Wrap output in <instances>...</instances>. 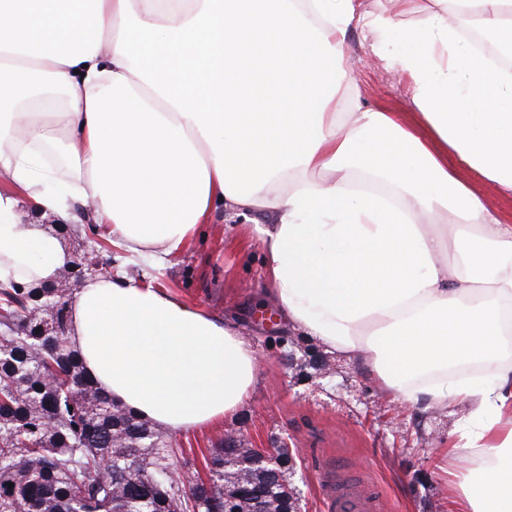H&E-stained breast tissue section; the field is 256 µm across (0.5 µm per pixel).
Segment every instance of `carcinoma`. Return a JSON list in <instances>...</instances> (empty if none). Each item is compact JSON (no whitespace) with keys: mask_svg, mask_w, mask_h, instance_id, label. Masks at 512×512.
<instances>
[{"mask_svg":"<svg viewBox=\"0 0 512 512\" xmlns=\"http://www.w3.org/2000/svg\"><path fill=\"white\" fill-rule=\"evenodd\" d=\"M461 35L512 61L488 34ZM74 291L67 277L57 288H0V512H289L286 452L264 462L221 439L203 456L207 482L174 476L177 441L115 402L72 349Z\"/></svg>","mask_w":512,"mask_h":512,"instance_id":"obj_1","label":"carcinoma"}]
</instances>
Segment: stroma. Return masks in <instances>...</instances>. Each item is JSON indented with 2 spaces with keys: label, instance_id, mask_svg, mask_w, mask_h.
<instances>
[{
  "label": "stroma",
  "instance_id": "obj_1",
  "mask_svg": "<svg viewBox=\"0 0 512 512\" xmlns=\"http://www.w3.org/2000/svg\"><path fill=\"white\" fill-rule=\"evenodd\" d=\"M372 36L361 28L346 38L349 85L342 111L410 112L408 82L375 56ZM268 255L250 221L235 217L202 225L180 253L144 267L147 281L183 302L235 323L258 356L259 375L229 427L248 447L267 448L288 439L297 458L294 482L301 512H321L312 455L333 468L368 473L390 512H449L439 451L460 445L467 413L448 404L426 413L383 391L360 364L336 358L327 377L275 360L284 343L303 357L311 342L286 328L264 277ZM224 436L220 428L176 433L183 449L176 467L192 475L203 453Z\"/></svg>",
  "mask_w": 512,
  "mask_h": 512
}]
</instances>
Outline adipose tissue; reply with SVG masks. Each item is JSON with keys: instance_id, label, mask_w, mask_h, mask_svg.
Here are the masks:
<instances>
[{"instance_id": "ef3b65f1", "label": "adipose tissue", "mask_w": 512, "mask_h": 512, "mask_svg": "<svg viewBox=\"0 0 512 512\" xmlns=\"http://www.w3.org/2000/svg\"><path fill=\"white\" fill-rule=\"evenodd\" d=\"M431 2L403 52L390 34L421 0H0V282L67 258L24 205L102 226L138 267L256 217L292 326L404 403L474 419L443 453L452 512H512V224L448 167L512 192V73L450 24L512 47V0ZM355 22L406 76L414 123L339 113ZM70 341L171 431L222 425L257 378L235 325L123 273L77 289Z\"/></svg>"}]
</instances>
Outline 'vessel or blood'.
<instances>
[{"label": "vessel or blood", "instance_id": "obj_1", "mask_svg": "<svg viewBox=\"0 0 512 512\" xmlns=\"http://www.w3.org/2000/svg\"><path fill=\"white\" fill-rule=\"evenodd\" d=\"M319 496L324 512H385L386 500L378 487L357 475H340L322 468Z\"/></svg>", "mask_w": 512, "mask_h": 512}]
</instances>
